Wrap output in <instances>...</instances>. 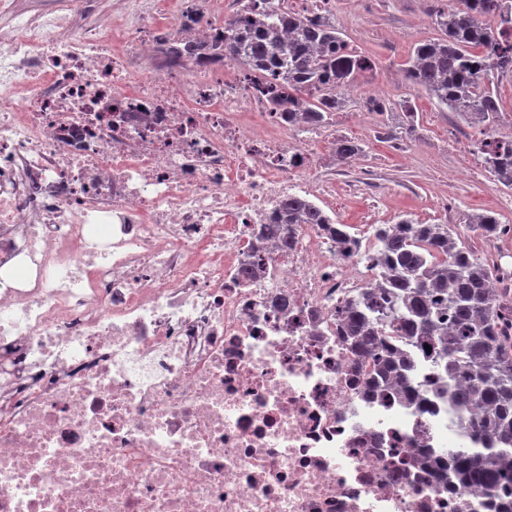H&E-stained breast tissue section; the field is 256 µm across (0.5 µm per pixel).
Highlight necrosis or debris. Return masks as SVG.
<instances>
[{"instance_id": "1", "label": "necrosis or debris", "mask_w": 512, "mask_h": 512, "mask_svg": "<svg viewBox=\"0 0 512 512\" xmlns=\"http://www.w3.org/2000/svg\"><path fill=\"white\" fill-rule=\"evenodd\" d=\"M0 0V512H457L470 490L397 456L458 437L433 366L410 404L369 391L336 317L377 288L358 244L289 224L362 180L317 176L329 125L298 130L234 60L183 52L244 0L80 26L86 0ZM288 223L298 224H328L327 215L316 204L298 197H288L281 207Z\"/></svg>"}]
</instances>
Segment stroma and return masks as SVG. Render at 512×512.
<instances>
[{
    "label": "stroma",
    "mask_w": 512,
    "mask_h": 512,
    "mask_svg": "<svg viewBox=\"0 0 512 512\" xmlns=\"http://www.w3.org/2000/svg\"><path fill=\"white\" fill-rule=\"evenodd\" d=\"M336 26L349 49L374 62L366 76L382 91L388 112L382 122H367L355 140L373 168V186L394 216L418 217L449 168L462 170L451 196V222L465 229L474 214L496 215L512 225V189L487 175L470 174V156L459 142L478 145L486 130L467 125L440 107L405 77L414 46L441 37L436 17L442 0H332Z\"/></svg>",
    "instance_id": "35a3bbf8"
}]
</instances>
